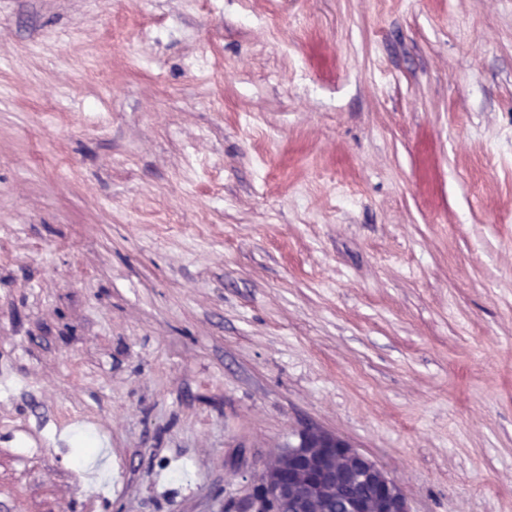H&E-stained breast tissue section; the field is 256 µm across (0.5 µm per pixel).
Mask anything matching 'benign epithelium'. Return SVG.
Here are the masks:
<instances>
[{
    "label": "benign epithelium",
    "instance_id": "1",
    "mask_svg": "<svg viewBox=\"0 0 512 512\" xmlns=\"http://www.w3.org/2000/svg\"><path fill=\"white\" fill-rule=\"evenodd\" d=\"M410 512L400 485L346 439L306 427L274 454L250 496L226 512Z\"/></svg>",
    "mask_w": 512,
    "mask_h": 512
}]
</instances>
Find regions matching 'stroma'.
<instances>
[{"mask_svg":"<svg viewBox=\"0 0 512 512\" xmlns=\"http://www.w3.org/2000/svg\"><path fill=\"white\" fill-rule=\"evenodd\" d=\"M308 426L512 512V0H0V512H224Z\"/></svg>","mask_w":512,"mask_h":512,"instance_id":"stroma-1","label":"stroma"}]
</instances>
